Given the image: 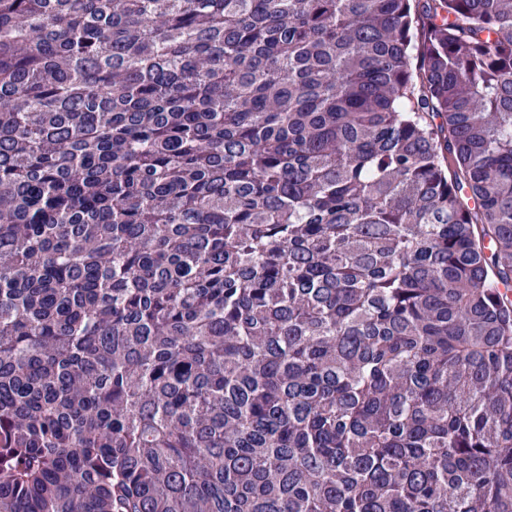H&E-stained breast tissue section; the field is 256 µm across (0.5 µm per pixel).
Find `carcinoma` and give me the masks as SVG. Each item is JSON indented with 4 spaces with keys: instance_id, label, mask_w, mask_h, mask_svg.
<instances>
[{
    "instance_id": "carcinoma-1",
    "label": "carcinoma",
    "mask_w": 512,
    "mask_h": 512,
    "mask_svg": "<svg viewBox=\"0 0 512 512\" xmlns=\"http://www.w3.org/2000/svg\"><path fill=\"white\" fill-rule=\"evenodd\" d=\"M0 512H512V0H0Z\"/></svg>"
}]
</instances>
